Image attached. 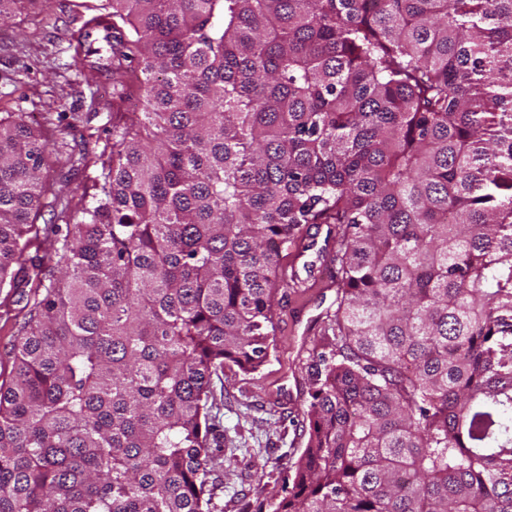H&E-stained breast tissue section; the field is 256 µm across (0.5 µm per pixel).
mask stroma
<instances>
[{
  "label": "stroma",
  "mask_w": 512,
  "mask_h": 512,
  "mask_svg": "<svg viewBox=\"0 0 512 512\" xmlns=\"http://www.w3.org/2000/svg\"><path fill=\"white\" fill-rule=\"evenodd\" d=\"M86 15L71 0L32 5L0 25V111L21 113L35 128L52 123L50 159L44 184L60 201L44 208L42 224H66L78 209V195L101 172L97 162L112 141V81L92 66L94 44L82 42ZM92 162L63 181L67 157ZM289 245L286 262L300 283L278 293L273 341L258 372L225 369L213 378L212 414L224 436L212 473L220 512L273 502L284 495L288 470L305 446L301 432L308 390L309 350L321 334L327 312L336 308V282L322 272L307 273Z\"/></svg>",
  "instance_id": "obj_1"
}]
</instances>
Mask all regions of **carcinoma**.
I'll list each match as a JSON object with an SVG mask.
<instances>
[{
    "instance_id": "carcinoma-1",
    "label": "carcinoma",
    "mask_w": 512,
    "mask_h": 512,
    "mask_svg": "<svg viewBox=\"0 0 512 512\" xmlns=\"http://www.w3.org/2000/svg\"><path fill=\"white\" fill-rule=\"evenodd\" d=\"M112 147L41 227L0 112V512H218L212 379L266 361L336 226L305 448L271 512H512V0H103Z\"/></svg>"
}]
</instances>
